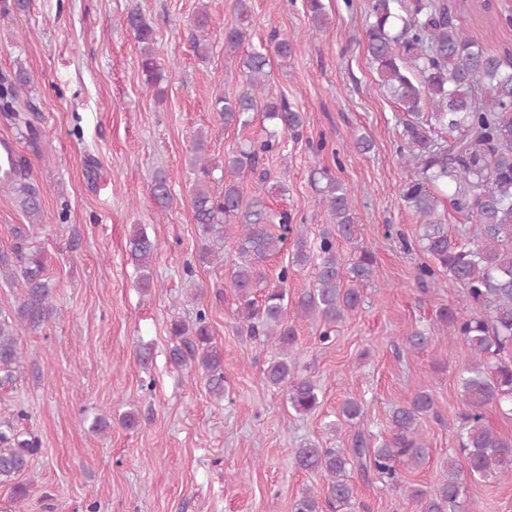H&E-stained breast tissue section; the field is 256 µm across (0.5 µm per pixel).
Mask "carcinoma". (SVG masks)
<instances>
[{
    "mask_svg": "<svg viewBox=\"0 0 512 512\" xmlns=\"http://www.w3.org/2000/svg\"><path fill=\"white\" fill-rule=\"evenodd\" d=\"M249 2L236 0L239 25L224 31L227 52H236L249 40ZM305 7L312 23L322 26L326 17L323 0H306ZM471 13H486L497 24L512 25V0H371L365 26L367 55L381 85L409 116L397 147L402 163L412 168L401 198L420 224L414 244L407 249L415 248L431 259L416 267L415 281L422 289L437 288L445 279L463 288L462 306H442L436 317L451 339L466 342L472 352L471 364L459 376L465 409L458 448L448 458L447 473L435 489H408L418 512H466L467 482L512 477V438L495 433L485 416L489 406L512 415V361L502 358L512 350V51L494 53L472 39L458 23L459 16ZM124 23L144 44L141 68L145 82L159 85L150 27L136 11L129 12ZM296 50L297 39L274 31L266 45L245 54L240 66L246 89L233 99L217 98L214 109L226 128L246 127L257 114L268 127L261 139L243 142L225 154L221 165L205 157V138L196 136L193 165L203 174L218 168L234 177L250 172L258 174L260 183H267V173L258 172L263 157L281 149L282 135L296 136L305 124L303 113L286 98L266 95L270 57L286 60ZM409 63L415 72L409 71ZM27 83L24 74L14 80L0 79V112L11 121L27 123L20 112L19 92ZM438 129L448 133V138H435ZM11 171L3 188L15 196L30 223L36 224L42 211L40 195L17 171V164H12ZM311 179L334 221V228L322 231L315 246L301 225L291 223L287 212L273 210L259 193L244 199L234 180L224 181L220 198L198 182L192 200L195 224L204 241L200 261L223 260L214 246L227 238V223L234 220L240 226L228 271L237 318L262 347L272 349L262 365V379L270 387L283 389L286 402L299 414L319 407L320 391L316 381L296 371L291 359L297 338L288 308L311 321L319 341L327 345L338 325L364 303V290L373 284L376 266L373 252L366 247L359 248L349 261L337 248V239L352 242L357 238L351 190L326 168H313ZM444 192L458 211L474 220L473 231L449 234L438 213L439 194ZM152 194L158 209L167 210L172 194L166 173L155 174ZM15 236L13 254L0 253V278L21 279L24 293L13 313L0 312L1 385L16 380L21 359L19 329L35 330L54 312L43 253L25 248L22 229H16ZM290 240L291 260L270 286L265 263ZM128 247L132 259L145 270L139 280L145 290L150 287L151 276L146 271L157 244L145 227L136 225ZM304 268L313 270L311 287L292 300L288 280ZM171 334L179 339L171 347V359L180 364L198 361L209 393L224 398L223 356L211 344L208 312L198 309L190 323L173 321ZM429 339L424 331L414 329L404 337V344L414 351L424 348ZM429 414L437 415L434 397L421 391L409 403L392 409L390 435L378 444L359 430L348 449L311 443L294 449V464L326 478L324 502L334 512L352 505L350 472L354 469L366 481L373 477L400 491L404 489L401 467L418 465L428 454L419 424ZM363 417L361 403L347 399L331 428L340 423L353 428ZM25 418L22 410L0 416V485L12 482L39 450L38 439L21 428ZM293 512H322L319 496L306 491L295 501Z\"/></svg>",
    "mask_w": 512,
    "mask_h": 512,
    "instance_id": "carcinoma-1",
    "label": "carcinoma"
}]
</instances>
